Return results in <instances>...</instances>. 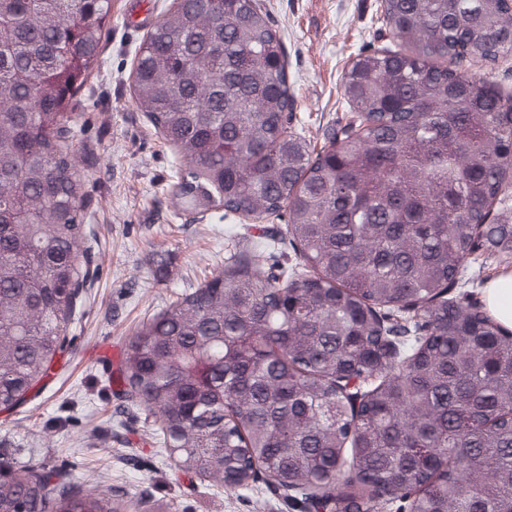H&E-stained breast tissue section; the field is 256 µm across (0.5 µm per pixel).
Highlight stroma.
<instances>
[{
  "label": "stroma",
  "mask_w": 512,
  "mask_h": 512,
  "mask_svg": "<svg viewBox=\"0 0 512 512\" xmlns=\"http://www.w3.org/2000/svg\"><path fill=\"white\" fill-rule=\"evenodd\" d=\"M129 29L130 0H111L102 53L75 98L79 133L69 143L83 174L92 243L88 299L55 360L25 404L0 411V448L33 458L89 489H111L130 512H303L264 482L233 492L181 471L150 440L143 411L122 409L121 353L148 316L211 279L233 248L237 217H194L170 183L184 160L140 112L132 76L141 42L172 0H147ZM288 55L295 100L290 128L312 147L346 125L342 80L362 49L397 48L382 0H262Z\"/></svg>",
  "instance_id": "stroma-1"
}]
</instances>
